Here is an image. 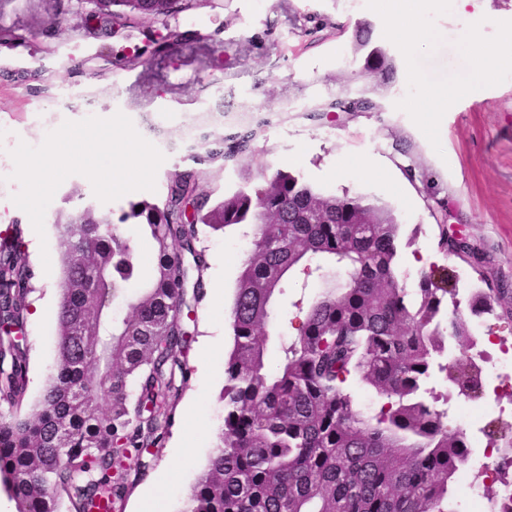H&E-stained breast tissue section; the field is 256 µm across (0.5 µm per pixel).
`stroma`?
Wrapping results in <instances>:
<instances>
[{"label": "stroma", "instance_id": "1", "mask_svg": "<svg viewBox=\"0 0 512 512\" xmlns=\"http://www.w3.org/2000/svg\"><path fill=\"white\" fill-rule=\"evenodd\" d=\"M385 8V0H198L181 14L182 30L193 37L173 59L122 69L111 66V59L154 45L157 24L145 20L112 38H77L73 30L82 23L77 0H17L0 17V26L17 36L0 46V71L42 70L51 82L34 91L29 84L0 79V126H8L13 142L37 146L64 121L120 112L146 140L175 142L187 122L209 140L264 118L265 132L244 171L199 166L205 189L219 196L281 169L325 192L366 195L388 204L402 226L401 283L415 285L422 272L439 267L446 269L452 288L512 291V62L504 64L502 76L475 77L478 52L500 50L512 34V0H480L478 9L465 13L455 0H435L426 16L425 40L410 49L388 34ZM49 13L62 20V30L52 37L34 32L35 19ZM361 21L370 26L372 45L391 59L392 79L363 71L365 53L355 46ZM92 65L104 68V77L90 78ZM414 73L426 83H468L472 90L435 118L402 106L413 92ZM64 86L74 97L61 96ZM343 93L371 96L377 107L340 112L332 120L310 117L319 102ZM339 166L349 168L350 176L335 177ZM409 166L415 179L405 174ZM185 167L183 155H167L155 191L132 192L109 203L99 202L81 175L68 177L57 189L44 220L50 262L33 264L36 290L26 318L30 401L49 384L58 352L63 271L57 217L90 204L119 221L131 204L162 203L168 176ZM19 190V183L0 170V239L19 223L28 248L38 236L11 201ZM442 221L467 238L473 257L441 249ZM253 236L249 224L223 234L199 229L208 260L204 279L218 278L224 285L222 298L206 294L197 310V335L211 345L189 352L188 381L174 424L158 455L146 457L147 476L133 485L123 512H136L148 483L158 486L156 512H184L214 451L224 420V363L232 347L229 311L244 247ZM320 285L312 276L304 287L286 289L277 298L270 361L278 360L281 342L293 333V301L315 298Z\"/></svg>", "mask_w": 512, "mask_h": 512}]
</instances>
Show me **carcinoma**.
Returning a JSON list of instances; mask_svg holds the SVG:
<instances>
[{
    "label": "carcinoma",
    "mask_w": 512,
    "mask_h": 512,
    "mask_svg": "<svg viewBox=\"0 0 512 512\" xmlns=\"http://www.w3.org/2000/svg\"><path fill=\"white\" fill-rule=\"evenodd\" d=\"M193 0H79L95 24L112 32L151 20L163 30L151 54L173 53L186 33L177 15ZM364 69L388 73L385 51L372 48ZM368 97L335 96L315 111L370 112ZM261 125L210 142L196 164H238L252 152ZM193 204V220L186 216ZM143 225L156 252L152 279L124 315L114 301L137 280L130 241L89 206L57 225L63 265L58 356L49 386L29 406V357L16 334L25 329L33 267L21 249L22 225L0 243V493L16 512L110 510L120 487L112 470L126 454L158 441L172 424L180 388L164 381L190 349L194 311L204 296L207 259L195 247L203 224L213 232L253 224L256 233L230 308L233 346L224 365V423L216 449L193 486L186 512H456L449 482L468 460L448 410L422 392L434 357L448 343L471 341L465 319H446L445 280L422 273L418 287L399 284L395 262L400 224L393 210L362 195L321 192L290 172L212 199L192 170L174 172L162 205L130 206L121 221ZM348 271L340 283L334 268ZM319 273L321 293L296 302V334L267 364L276 295L298 272ZM150 386L156 416L139 421L133 382ZM356 378L374 390L369 414L348 390ZM457 395L477 396L480 383L459 363L450 379ZM110 401L102 411L99 397ZM497 456L487 467L512 493V426L489 425Z\"/></svg>",
    "instance_id": "obj_1"
}]
</instances>
